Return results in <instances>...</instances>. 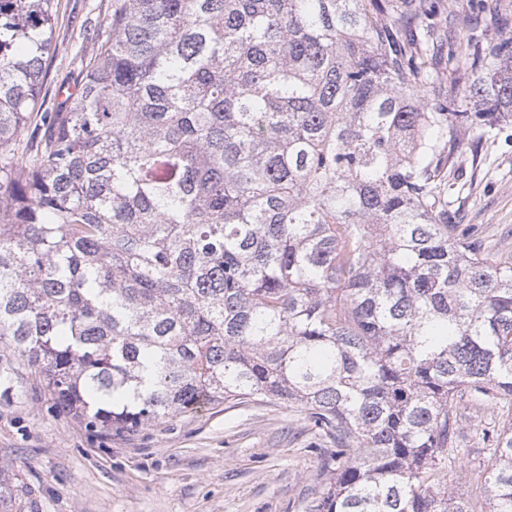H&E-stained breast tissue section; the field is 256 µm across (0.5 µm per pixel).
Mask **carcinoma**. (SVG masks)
Here are the masks:
<instances>
[{
    "label": "carcinoma",
    "mask_w": 512,
    "mask_h": 512,
    "mask_svg": "<svg viewBox=\"0 0 512 512\" xmlns=\"http://www.w3.org/2000/svg\"><path fill=\"white\" fill-rule=\"evenodd\" d=\"M51 2L0 0V339L58 411L122 435L297 404L333 444L304 512H476L446 479L466 397L507 409L480 494L512 512V263L454 199L512 125V34L113 0L28 140Z\"/></svg>",
    "instance_id": "cac0c4a2"
}]
</instances>
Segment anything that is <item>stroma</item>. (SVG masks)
<instances>
[{"label": "stroma", "instance_id": "stroma-1", "mask_svg": "<svg viewBox=\"0 0 512 512\" xmlns=\"http://www.w3.org/2000/svg\"><path fill=\"white\" fill-rule=\"evenodd\" d=\"M53 45L41 109L73 85L89 59L84 37L106 23L112 0H54ZM439 29L462 22L487 38L512 32V0L483 13L478 0H427ZM462 196L464 223L476 225L493 254L512 255V126ZM463 433L448 484L478 497L496 410L462 402ZM327 442L298 405H213L124 436L90 431L59 413L26 364L0 395V512H301L320 490Z\"/></svg>", "mask_w": 512, "mask_h": 512}]
</instances>
